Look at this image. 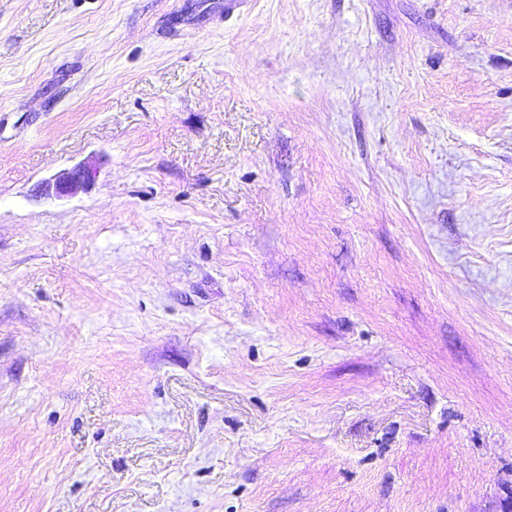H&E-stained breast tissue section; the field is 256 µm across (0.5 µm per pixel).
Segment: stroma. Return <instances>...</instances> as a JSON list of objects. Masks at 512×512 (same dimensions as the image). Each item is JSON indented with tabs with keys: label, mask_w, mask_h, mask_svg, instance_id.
I'll return each mask as SVG.
<instances>
[{
	"label": "stroma",
	"mask_w": 512,
	"mask_h": 512,
	"mask_svg": "<svg viewBox=\"0 0 512 512\" xmlns=\"http://www.w3.org/2000/svg\"><path fill=\"white\" fill-rule=\"evenodd\" d=\"M0 512H512V0H0ZM95 168L90 164H80L57 173L45 185V190H53L56 195H69L88 186L95 177Z\"/></svg>",
	"instance_id": "35a3bbf8"
}]
</instances>
